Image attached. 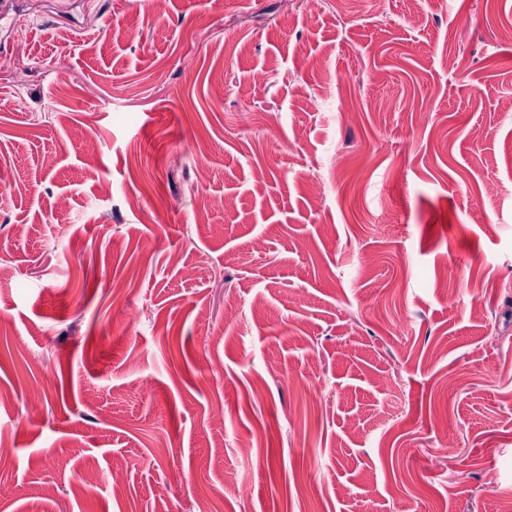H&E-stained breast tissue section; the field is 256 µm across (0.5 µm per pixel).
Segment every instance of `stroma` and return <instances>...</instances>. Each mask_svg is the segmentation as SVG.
<instances>
[{"label": "stroma", "instance_id": "obj_1", "mask_svg": "<svg viewBox=\"0 0 512 512\" xmlns=\"http://www.w3.org/2000/svg\"><path fill=\"white\" fill-rule=\"evenodd\" d=\"M150 9L0 20V512L512 503V0Z\"/></svg>", "mask_w": 512, "mask_h": 512}]
</instances>
